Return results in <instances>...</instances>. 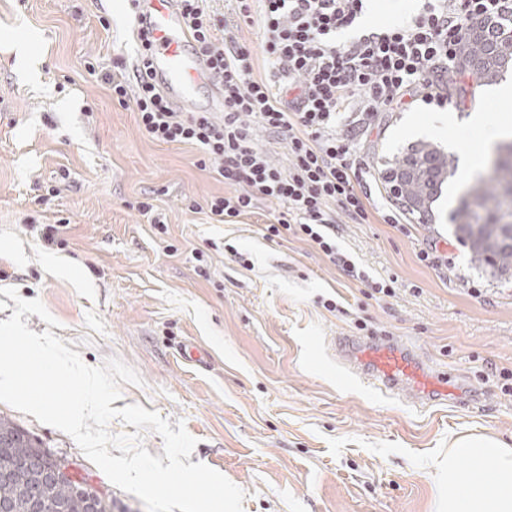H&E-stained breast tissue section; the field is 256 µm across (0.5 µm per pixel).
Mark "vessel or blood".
I'll return each mask as SVG.
<instances>
[{
	"mask_svg": "<svg viewBox=\"0 0 512 512\" xmlns=\"http://www.w3.org/2000/svg\"><path fill=\"white\" fill-rule=\"evenodd\" d=\"M129 7L146 14L153 39L152 70L177 110L223 114L222 92L213 85L207 59L192 49L178 0H131ZM204 86L211 94L203 101L197 91ZM336 355L361 383L405 399L445 397L454 390L447 374L429 372L415 351L389 339L340 337Z\"/></svg>",
	"mask_w": 512,
	"mask_h": 512,
	"instance_id": "obj_1",
	"label": "vessel or blood"
}]
</instances>
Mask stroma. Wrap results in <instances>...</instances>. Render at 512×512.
<instances>
[{
	"label": "stroma",
	"instance_id": "stroma-1",
	"mask_svg": "<svg viewBox=\"0 0 512 512\" xmlns=\"http://www.w3.org/2000/svg\"><path fill=\"white\" fill-rule=\"evenodd\" d=\"M105 2L0 0V321L16 308L5 294L15 288L58 322L51 329L28 314L30 330H52L87 365L116 357L135 369L142 385L122 384L114 408L139 404L184 422L197 440L191 462L240 487L243 512H433L430 464L449 440L512 444V396L500 377L512 372V278L475 270L448 220L474 174L466 156L485 154L471 114L494 120L504 105L461 76L448 93L466 90L464 104L381 113L358 146L376 208L367 223L342 221L338 237L357 264L395 279V296L375 300L310 242L263 238L274 202L235 224L190 211L224 195V183L198 167L196 147L152 141L86 71L92 59L138 56L131 28L115 29ZM415 142L452 155L455 173L431 224L384 223L383 171ZM146 196L167 233L132 209ZM27 214L65 220L63 245L46 246L23 224ZM432 244L447 268L420 261ZM361 321L450 373L459 395L416 406L351 378L336 339L359 336ZM185 343L207 353V366L179 355ZM0 414L67 458L112 512H146L69 435L4 403Z\"/></svg>",
	"mask_w": 512,
	"mask_h": 512
}]
</instances>
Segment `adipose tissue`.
<instances>
[{
	"instance_id": "obj_1",
	"label": "adipose tissue",
	"mask_w": 512,
	"mask_h": 512,
	"mask_svg": "<svg viewBox=\"0 0 512 512\" xmlns=\"http://www.w3.org/2000/svg\"><path fill=\"white\" fill-rule=\"evenodd\" d=\"M435 468V512H512V448L498 439L457 437Z\"/></svg>"
}]
</instances>
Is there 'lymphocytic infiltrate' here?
Instances as JSON below:
<instances>
[{"label": "lymphocytic infiltrate", "instance_id": "lymphocytic-infiltrate-1", "mask_svg": "<svg viewBox=\"0 0 512 512\" xmlns=\"http://www.w3.org/2000/svg\"><path fill=\"white\" fill-rule=\"evenodd\" d=\"M366 0H234L244 24L264 35L265 76L255 77L250 47L226 16L205 0H180L194 36L224 91V117L180 112L151 75V39L141 33L136 66L121 57L111 68L86 62L113 100L131 107L152 140L194 145L221 177L228 194L206 202L210 216L229 223L256 203L280 205L264 226L267 240L293 235L311 242L329 261L372 294L394 296V279L375 277L337 242V216L366 223L371 187L355 164L354 147L380 112L448 104V77L472 22L512 20V0H424L419 13L397 24L364 30L346 42L336 33L359 18ZM285 143L287 166L255 144L257 131Z\"/></svg>", "mask_w": 512, "mask_h": 512}]
</instances>
